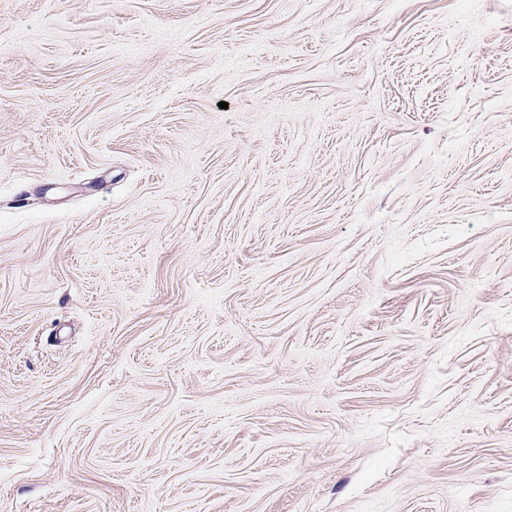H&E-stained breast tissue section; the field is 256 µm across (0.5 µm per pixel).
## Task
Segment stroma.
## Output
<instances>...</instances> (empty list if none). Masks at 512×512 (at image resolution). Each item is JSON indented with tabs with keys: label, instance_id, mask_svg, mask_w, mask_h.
Returning <instances> with one entry per match:
<instances>
[{
	"label": "stroma",
	"instance_id": "1",
	"mask_svg": "<svg viewBox=\"0 0 512 512\" xmlns=\"http://www.w3.org/2000/svg\"><path fill=\"white\" fill-rule=\"evenodd\" d=\"M0 512H512V0H0Z\"/></svg>",
	"mask_w": 512,
	"mask_h": 512
}]
</instances>
